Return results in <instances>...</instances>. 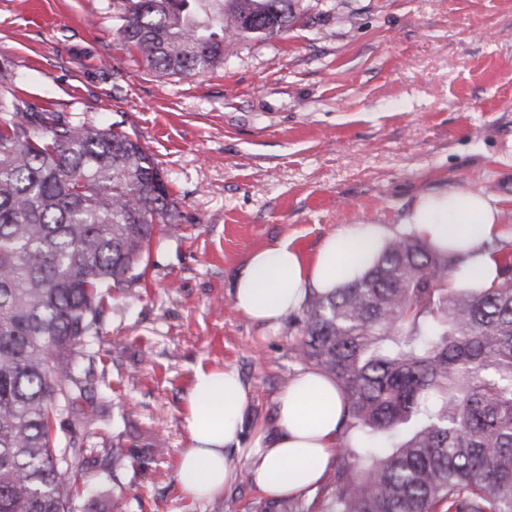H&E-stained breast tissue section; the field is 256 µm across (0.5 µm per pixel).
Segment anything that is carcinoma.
Listing matches in <instances>:
<instances>
[{
  "instance_id": "cac0c4a2",
  "label": "carcinoma",
  "mask_w": 512,
  "mask_h": 512,
  "mask_svg": "<svg viewBox=\"0 0 512 512\" xmlns=\"http://www.w3.org/2000/svg\"><path fill=\"white\" fill-rule=\"evenodd\" d=\"M118 36L158 74H201L232 43L270 40L301 0H124ZM0 58V512H119L87 458L61 443L87 404L114 294L133 297L155 237L177 226L159 164L118 124L22 97ZM459 258L414 233L360 279L311 292L297 358L344 399L334 470L310 498L255 512H512V266L490 288H450ZM122 466L134 452L100 449Z\"/></svg>"
}]
</instances>
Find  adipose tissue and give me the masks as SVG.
<instances>
[{
  "instance_id": "1",
  "label": "adipose tissue",
  "mask_w": 512,
  "mask_h": 512,
  "mask_svg": "<svg viewBox=\"0 0 512 512\" xmlns=\"http://www.w3.org/2000/svg\"><path fill=\"white\" fill-rule=\"evenodd\" d=\"M407 221L429 243L460 257L451 287L493 285L502 257L489 244L501 230L498 210L482 191L421 195ZM389 239L382 225L351 224L307 255L292 238H282L248 256L234 285V305L255 321L278 326L309 291L330 293L360 278ZM246 400L235 369L196 372L185 416L190 446L177 468L182 493L216 496L243 475L269 498L313 492L336 458L343 400L334 383L312 370L297 374L278 399L275 433L257 430L248 448L240 445ZM235 452L245 458L246 470L232 461Z\"/></svg>"
}]
</instances>
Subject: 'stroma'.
Segmentation results:
<instances>
[{
    "mask_svg": "<svg viewBox=\"0 0 512 512\" xmlns=\"http://www.w3.org/2000/svg\"><path fill=\"white\" fill-rule=\"evenodd\" d=\"M287 35L227 48L223 66L162 76L122 48L119 0H0V55L23 97L138 135L169 179L177 235L154 243L148 288L117 297L93 341L88 399L103 421L63 435L133 446L153 481L116 473L124 512H217L185 496L186 396L201 368L236 369L247 390L241 445L272 429L303 370L289 321L233 303L249 254L283 237L312 253L361 221L391 236L421 194L477 189L500 211L512 260V0H303ZM164 443L166 452L154 454Z\"/></svg>",
    "mask_w": 512,
    "mask_h": 512,
    "instance_id": "35a3bbf8",
    "label": "stroma"
}]
</instances>
